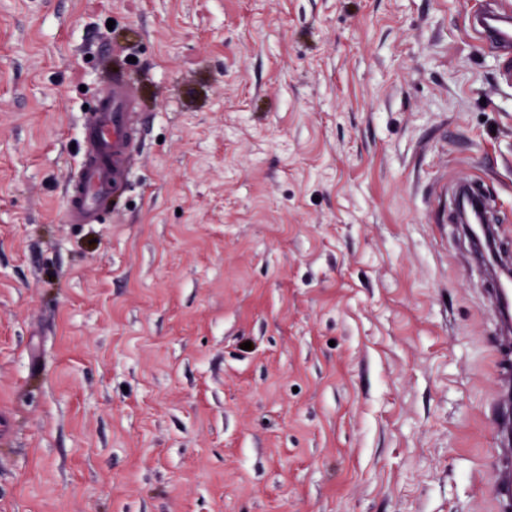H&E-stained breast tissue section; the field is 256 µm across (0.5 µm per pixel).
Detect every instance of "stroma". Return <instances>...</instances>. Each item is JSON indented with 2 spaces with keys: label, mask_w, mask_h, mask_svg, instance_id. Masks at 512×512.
I'll use <instances>...</instances> for the list:
<instances>
[{
  "label": "stroma",
  "mask_w": 512,
  "mask_h": 512,
  "mask_svg": "<svg viewBox=\"0 0 512 512\" xmlns=\"http://www.w3.org/2000/svg\"><path fill=\"white\" fill-rule=\"evenodd\" d=\"M486 0H0V512H491ZM140 147L65 219L93 95Z\"/></svg>",
  "instance_id": "1"
}]
</instances>
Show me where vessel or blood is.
I'll use <instances>...</instances> for the list:
<instances>
[{
  "instance_id": "b4317fda",
  "label": "vessel or blood",
  "mask_w": 512,
  "mask_h": 512,
  "mask_svg": "<svg viewBox=\"0 0 512 512\" xmlns=\"http://www.w3.org/2000/svg\"><path fill=\"white\" fill-rule=\"evenodd\" d=\"M475 33L501 54H512V23L493 28L481 24ZM134 115L131 88L122 78H113L111 87L99 95L92 120L82 130L84 157L79 179L70 190L65 212L68 223L99 222L106 197L125 190L127 170L136 150L132 137ZM488 291L494 299L493 312L504 350L495 358L501 414L495 447L485 460L486 469L496 472L497 478L486 485L485 491L499 503L502 512H512V357L506 352L512 345V284L495 276L488 283Z\"/></svg>"
}]
</instances>
